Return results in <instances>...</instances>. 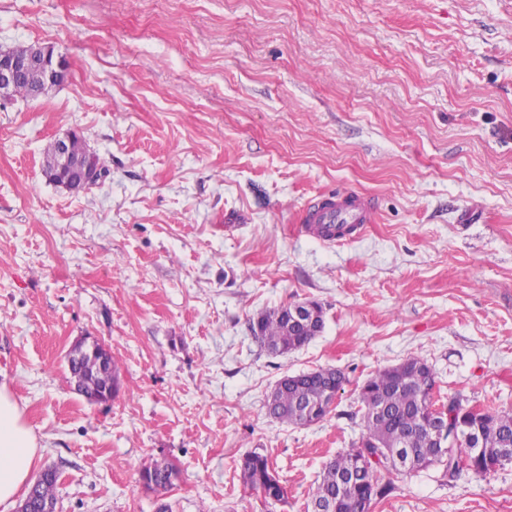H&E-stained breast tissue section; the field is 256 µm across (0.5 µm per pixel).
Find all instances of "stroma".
Wrapping results in <instances>:
<instances>
[{"label":"stroma","mask_w":512,"mask_h":512,"mask_svg":"<svg viewBox=\"0 0 512 512\" xmlns=\"http://www.w3.org/2000/svg\"><path fill=\"white\" fill-rule=\"evenodd\" d=\"M53 46L68 77L0 104V384L56 466V512H306L361 434L358 387L418 355L442 395L512 410V0H0V44ZM83 136L108 177L69 194L48 142ZM329 190L378 220L301 233ZM314 300L322 332L275 355L249 324ZM120 389L67 383L80 337ZM348 381L309 427L270 418L284 375ZM288 490L244 488L248 451ZM180 476L150 491L137 469ZM372 512H512L491 480L432 466ZM85 352L96 353L103 362L111 355V351L104 344L92 337H84L78 341L68 353V366L79 360ZM179 478L178 469L165 459L154 460L139 470V479L146 488L165 490L172 487Z\"/></svg>","instance_id":"1"}]
</instances>
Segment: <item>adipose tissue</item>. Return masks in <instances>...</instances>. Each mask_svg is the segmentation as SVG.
Here are the masks:
<instances>
[{
  "instance_id": "obj_1",
  "label": "adipose tissue",
  "mask_w": 512,
  "mask_h": 512,
  "mask_svg": "<svg viewBox=\"0 0 512 512\" xmlns=\"http://www.w3.org/2000/svg\"><path fill=\"white\" fill-rule=\"evenodd\" d=\"M40 444L7 385H0V504L30 483Z\"/></svg>"
}]
</instances>
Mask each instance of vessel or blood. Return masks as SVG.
Returning <instances> with one entry per match:
<instances>
[{"label":"vessel or blood","instance_id":"vessel-or-blood-1","mask_svg":"<svg viewBox=\"0 0 512 512\" xmlns=\"http://www.w3.org/2000/svg\"><path fill=\"white\" fill-rule=\"evenodd\" d=\"M374 219L371 204L354 192L325 195L306 214L305 231L328 242L361 237Z\"/></svg>","mask_w":512,"mask_h":512}]
</instances>
